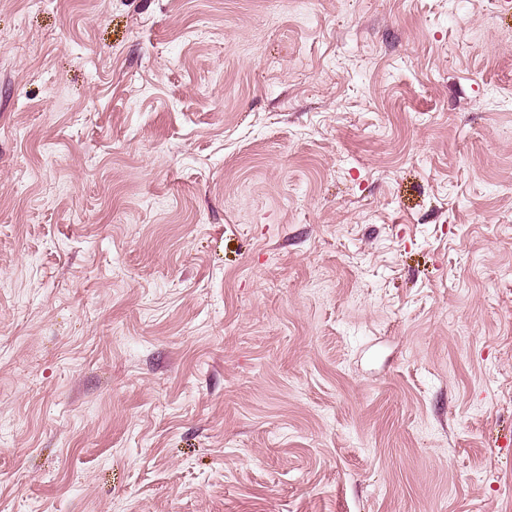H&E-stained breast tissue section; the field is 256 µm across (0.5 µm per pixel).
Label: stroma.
<instances>
[{
    "mask_svg": "<svg viewBox=\"0 0 512 512\" xmlns=\"http://www.w3.org/2000/svg\"><path fill=\"white\" fill-rule=\"evenodd\" d=\"M0 512H512V12L0 0Z\"/></svg>",
    "mask_w": 512,
    "mask_h": 512,
    "instance_id": "obj_1",
    "label": "stroma"
}]
</instances>
